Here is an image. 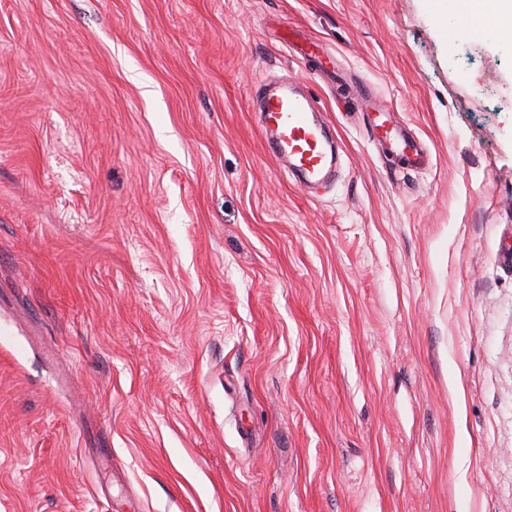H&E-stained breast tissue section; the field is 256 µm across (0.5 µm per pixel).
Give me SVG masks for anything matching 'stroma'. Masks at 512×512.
<instances>
[{
	"label": "stroma",
	"mask_w": 512,
	"mask_h": 512,
	"mask_svg": "<svg viewBox=\"0 0 512 512\" xmlns=\"http://www.w3.org/2000/svg\"><path fill=\"white\" fill-rule=\"evenodd\" d=\"M288 83L340 146L315 196L258 127ZM0 512H512V39L0 0ZM373 133L380 139L389 143L391 148L405 157H418L419 147L416 140L410 138L403 127L392 120L390 116L380 124L373 122L371 125Z\"/></svg>",
	"instance_id": "35a3bbf8"
}]
</instances>
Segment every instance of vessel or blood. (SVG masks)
<instances>
[{
  "mask_svg": "<svg viewBox=\"0 0 512 512\" xmlns=\"http://www.w3.org/2000/svg\"><path fill=\"white\" fill-rule=\"evenodd\" d=\"M260 126L269 153L284 162L289 173L301 176L307 186L323 184L335 168L338 155L329 152L327 125L316 117L312 98L296 89L263 95ZM373 133L406 157L419 154L416 140L403 127L386 119L373 124Z\"/></svg>",
  "mask_w": 512,
  "mask_h": 512,
  "instance_id": "obj_1",
  "label": "vessel or blood"
}]
</instances>
